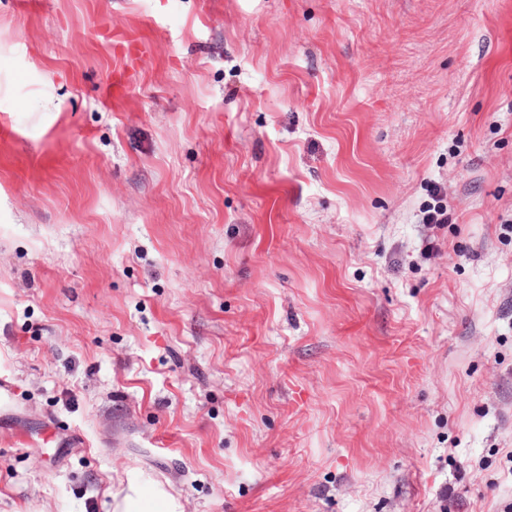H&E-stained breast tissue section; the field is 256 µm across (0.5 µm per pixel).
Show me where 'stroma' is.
I'll return each instance as SVG.
<instances>
[{"instance_id": "35a3bbf8", "label": "stroma", "mask_w": 512, "mask_h": 512, "mask_svg": "<svg viewBox=\"0 0 512 512\" xmlns=\"http://www.w3.org/2000/svg\"><path fill=\"white\" fill-rule=\"evenodd\" d=\"M0 377V512H507L512 0H0ZM129 491L115 512H177L178 504L175 499L157 487L137 485L134 479L129 482Z\"/></svg>"}]
</instances>
